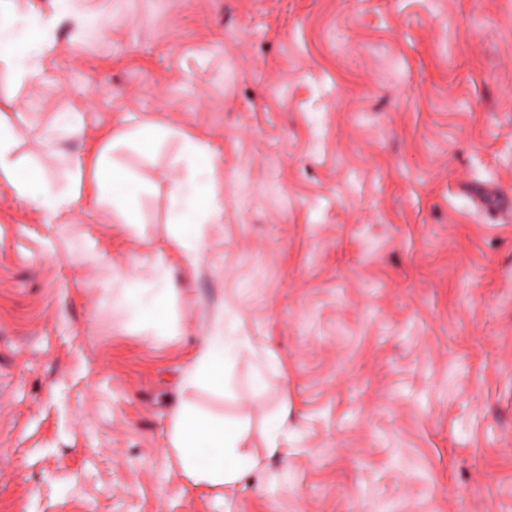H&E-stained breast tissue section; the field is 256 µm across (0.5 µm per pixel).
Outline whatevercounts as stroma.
<instances>
[{
	"mask_svg": "<svg viewBox=\"0 0 512 512\" xmlns=\"http://www.w3.org/2000/svg\"><path fill=\"white\" fill-rule=\"evenodd\" d=\"M85 5L103 31L61 20L38 80L0 65L15 158L75 192L48 224L0 186V512H512V0ZM54 12L0 0L16 35ZM141 117L165 135L112 154L134 231L78 166ZM191 133L221 155L224 221L187 267L169 194ZM160 261L169 330L112 306L154 296ZM219 324L230 384L185 389ZM184 398L259 457L234 489L177 466Z\"/></svg>",
	"mask_w": 512,
	"mask_h": 512,
	"instance_id": "obj_1",
	"label": "stroma"
}]
</instances>
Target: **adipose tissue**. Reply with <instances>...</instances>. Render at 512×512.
Instances as JSON below:
<instances>
[{
  "mask_svg": "<svg viewBox=\"0 0 512 512\" xmlns=\"http://www.w3.org/2000/svg\"><path fill=\"white\" fill-rule=\"evenodd\" d=\"M0 62L11 66L22 80H33L40 74L39 63L28 43L1 33ZM185 150L194 169L207 175L203 182L192 178L174 183L170 192L173 244L181 259L193 266L199 260L208 225L224 221L223 210L215 204L224 190V167L216 151L201 139L186 137ZM86 166L92 172L88 190L101 205L102 220H111L116 215L122 223L137 227L141 215L133 203L136 191L133 177L108 168L100 156L89 157ZM0 179L40 212L46 223L66 219L72 196L37 185L30 171L14 160L12 140L1 129ZM231 348L224 338L223 327H216L192 358L186 388L223 391ZM243 440L244 433L237 424L211 415L186 400L175 413L170 435L171 450L184 473L195 486L207 489L235 486L246 472L257 467V459L243 451Z\"/></svg>",
  "mask_w": 512,
  "mask_h": 512,
  "instance_id": "1",
  "label": "adipose tissue"
}]
</instances>
